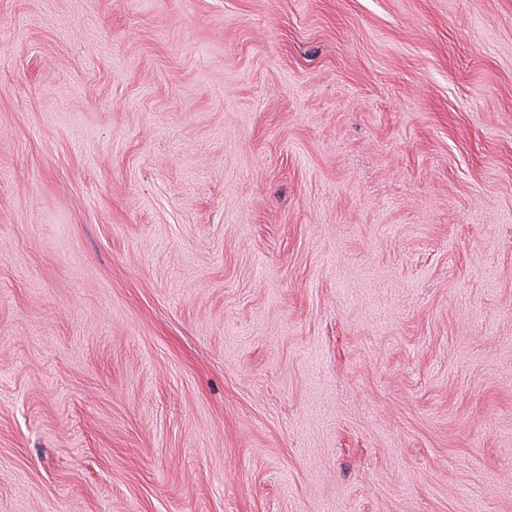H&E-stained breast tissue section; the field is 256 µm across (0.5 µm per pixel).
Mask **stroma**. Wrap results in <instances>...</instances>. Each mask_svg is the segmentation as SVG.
I'll list each match as a JSON object with an SVG mask.
<instances>
[{
  "mask_svg": "<svg viewBox=\"0 0 512 512\" xmlns=\"http://www.w3.org/2000/svg\"><path fill=\"white\" fill-rule=\"evenodd\" d=\"M0 512H512V0H0Z\"/></svg>",
  "mask_w": 512,
  "mask_h": 512,
  "instance_id": "stroma-1",
  "label": "stroma"
}]
</instances>
